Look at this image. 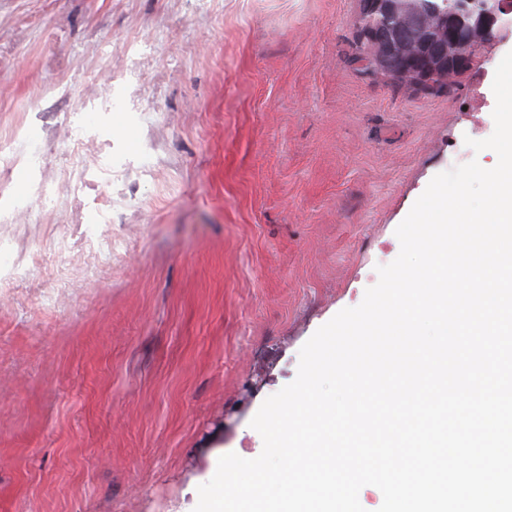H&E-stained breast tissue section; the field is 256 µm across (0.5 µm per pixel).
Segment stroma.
<instances>
[{"mask_svg":"<svg viewBox=\"0 0 512 512\" xmlns=\"http://www.w3.org/2000/svg\"><path fill=\"white\" fill-rule=\"evenodd\" d=\"M361 12L0 0V512H183L431 179L496 165L466 141L512 38L424 90Z\"/></svg>","mask_w":512,"mask_h":512,"instance_id":"35a3bbf8","label":"stroma"}]
</instances>
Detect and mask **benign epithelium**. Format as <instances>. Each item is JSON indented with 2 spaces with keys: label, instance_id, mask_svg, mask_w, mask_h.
Returning a JSON list of instances; mask_svg holds the SVG:
<instances>
[{
  "label": "benign epithelium",
  "instance_id": "benign-epithelium-1",
  "mask_svg": "<svg viewBox=\"0 0 512 512\" xmlns=\"http://www.w3.org/2000/svg\"><path fill=\"white\" fill-rule=\"evenodd\" d=\"M362 23L380 48L379 62L422 85L437 73L469 65L458 49L474 37L486 41L512 36V0L434 2L410 15L396 0H367Z\"/></svg>",
  "mask_w": 512,
  "mask_h": 512
}]
</instances>
